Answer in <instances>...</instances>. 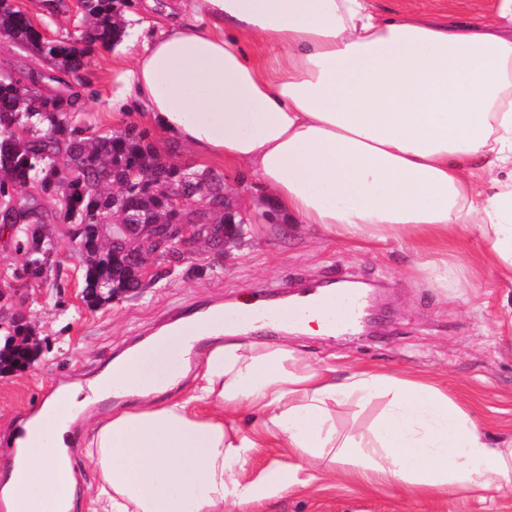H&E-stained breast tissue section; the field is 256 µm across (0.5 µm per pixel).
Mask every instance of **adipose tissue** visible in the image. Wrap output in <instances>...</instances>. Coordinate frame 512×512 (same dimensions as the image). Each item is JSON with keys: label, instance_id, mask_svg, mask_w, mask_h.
I'll return each instance as SVG.
<instances>
[{"label": "adipose tissue", "instance_id": "ef3b65f1", "mask_svg": "<svg viewBox=\"0 0 512 512\" xmlns=\"http://www.w3.org/2000/svg\"><path fill=\"white\" fill-rule=\"evenodd\" d=\"M113 114L137 110L172 144L255 176L301 224L380 243L475 231L512 281V0L492 15L393 14L373 0H171ZM213 343L185 397L159 379L158 335L113 360L122 402L79 435L95 477L81 484L61 421L81 386L52 394L26 426L0 484L9 512H246L320 466L350 460L351 480L422 493H487L512 482V439L490 444L435 385L370 368L337 377L287 343L238 340L224 314L190 320ZM391 400L375 435L337 438V406ZM260 420L244 432L233 416ZM254 448L288 459L256 480L237 465Z\"/></svg>", "mask_w": 512, "mask_h": 512}]
</instances>
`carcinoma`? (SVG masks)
I'll return each mask as SVG.
<instances>
[{"label": "carcinoma", "instance_id": "1", "mask_svg": "<svg viewBox=\"0 0 512 512\" xmlns=\"http://www.w3.org/2000/svg\"><path fill=\"white\" fill-rule=\"evenodd\" d=\"M126 4L83 0L78 36L49 40L27 13L0 3V37L48 63L45 73L0 70V201L18 204L13 227L27 278H43L46 254L56 250L46 225H88L82 253L90 302L97 289L119 286L127 276L122 261L112 258L113 222L165 224L169 188L198 196L203 180L217 190L222 187L207 171L159 159L143 131L84 136L68 120L79 107L78 92L53 98L42 92L48 83L67 85L65 77L83 67L87 54L119 39ZM26 187L32 189L29 198L15 199V191ZM39 198L57 199L60 205L48 213L38 206Z\"/></svg>", "mask_w": 512, "mask_h": 512}]
</instances>
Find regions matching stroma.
Here are the masks:
<instances>
[{"label": "stroma", "mask_w": 512, "mask_h": 512, "mask_svg": "<svg viewBox=\"0 0 512 512\" xmlns=\"http://www.w3.org/2000/svg\"><path fill=\"white\" fill-rule=\"evenodd\" d=\"M20 7L48 38L77 35V10L50 15L20 0ZM120 52L96 49L70 77L81 105L73 125L93 134L121 129L109 100L119 74L132 64L146 39L164 28L163 9L131 0L123 10ZM159 157L217 176L239 213L253 217L230 259L217 257L207 241L195 244L180 262L157 261V279L144 290L89 306L84 298L85 267L73 250L74 228L53 224L49 234L57 249L45 279L22 274L24 255L9 229L0 226V291L6 313L26 316L36 352L22 367L0 370V439L24 423L33 407L53 390L88 385L124 350L157 334L161 326L213 306H223L225 322L238 321L241 305L263 299L274 305L303 289L337 279L378 288L377 324L366 337L327 335L292 338L291 344L312 363L347 371L371 367L385 374L420 375L458 403L489 441L512 437V283L482 260L486 242L464 234L449 243L432 242V251H447L455 265L447 286L417 270L404 240L375 249L360 243H337L319 232L290 223L257 179L225 168L219 158L200 160L166 143L152 125L138 123ZM272 214L273 223L260 222ZM384 397L362 409L337 407L338 437L368 431L387 406ZM351 465L340 462L335 476L306 488L294 487L275 500L249 506L248 512H512V485L484 498L430 493L419 495L402 485L370 490L344 480Z\"/></svg>", "instance_id": "35a3bbf8"}]
</instances>
